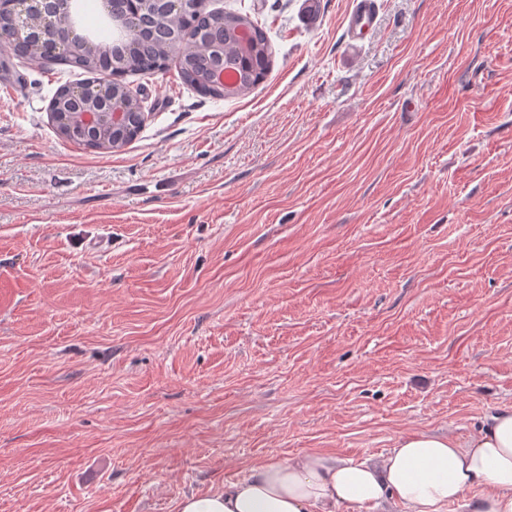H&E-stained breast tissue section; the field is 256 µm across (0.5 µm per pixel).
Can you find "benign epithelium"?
I'll use <instances>...</instances> for the list:
<instances>
[{
	"label": "benign epithelium",
	"mask_w": 512,
	"mask_h": 512,
	"mask_svg": "<svg viewBox=\"0 0 512 512\" xmlns=\"http://www.w3.org/2000/svg\"><path fill=\"white\" fill-rule=\"evenodd\" d=\"M73 0H5L6 29L0 41L22 43L35 38L42 44L37 62L60 57L86 60L96 78L61 86L49 105L59 135L72 143L100 150L135 136L144 124L139 96L122 82L125 71L114 60L104 59L103 48L75 33Z\"/></svg>",
	"instance_id": "7a95c632"
}]
</instances>
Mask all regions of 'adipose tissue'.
Wrapping results in <instances>:
<instances>
[{"instance_id":"obj_1","label":"adipose tissue","mask_w":512,"mask_h":512,"mask_svg":"<svg viewBox=\"0 0 512 512\" xmlns=\"http://www.w3.org/2000/svg\"><path fill=\"white\" fill-rule=\"evenodd\" d=\"M512 512V407L468 436L415 433L372 461L303 454L255 464L177 512Z\"/></svg>"}]
</instances>
